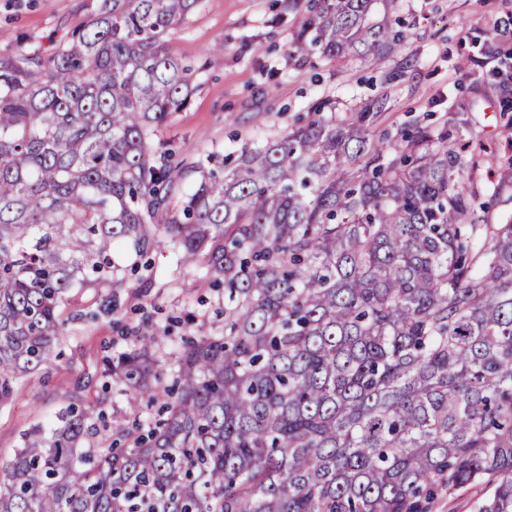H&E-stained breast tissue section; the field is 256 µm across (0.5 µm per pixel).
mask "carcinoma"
I'll use <instances>...</instances> for the list:
<instances>
[{"instance_id":"carcinoma-1","label":"carcinoma","mask_w":512,"mask_h":512,"mask_svg":"<svg viewBox=\"0 0 512 512\" xmlns=\"http://www.w3.org/2000/svg\"><path fill=\"white\" fill-rule=\"evenodd\" d=\"M199 0H101L49 58L0 57V406L51 360L67 309L120 288L114 247L162 244L224 285V330L186 338L162 385L155 330L109 369L165 399L126 448H87L95 407L0 466V512H422L476 485L512 512V223L459 191L448 133L384 147L385 100H328L219 174L152 136L193 73L165 37ZM294 56L375 62L372 0H283ZM191 181L190 192H182Z\"/></svg>"}]
</instances>
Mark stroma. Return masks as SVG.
Wrapping results in <instances>:
<instances>
[{"instance_id":"stroma-1","label":"stroma","mask_w":512,"mask_h":512,"mask_svg":"<svg viewBox=\"0 0 512 512\" xmlns=\"http://www.w3.org/2000/svg\"><path fill=\"white\" fill-rule=\"evenodd\" d=\"M100 0H0V56L18 50L50 56L95 13ZM512 18V0H373L368 22L393 39L377 62L357 53L346 61L306 62L288 53L296 26L281 0H200L167 36L170 54L194 69L189 106L161 126L155 144L220 164L243 144L280 136L312 119L327 98L337 114L384 94L388 109L371 127L373 142L400 129L430 125L474 167L464 193L482 203L485 222H512V100L481 59H512V38L493 33ZM223 52H213L215 44ZM124 288L86 292L80 307L95 319L67 325L47 369L19 385L0 407V463L11 460L33 428L52 431L72 402L106 417L148 423L158 406L132 402L103 372L132 346L133 330L149 321L161 381H169L185 336L224 323V291L194 270L174 277L176 257L163 247L144 257L129 248L114 255Z\"/></svg>"}]
</instances>
